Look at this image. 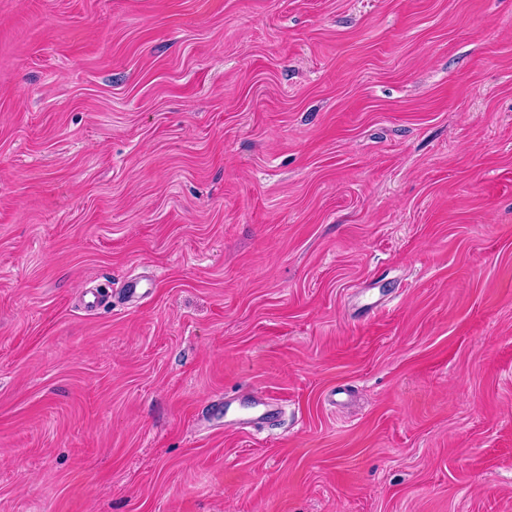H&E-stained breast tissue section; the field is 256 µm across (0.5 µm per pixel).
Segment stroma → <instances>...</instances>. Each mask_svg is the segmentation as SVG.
I'll return each mask as SVG.
<instances>
[{
    "instance_id": "1",
    "label": "stroma",
    "mask_w": 512,
    "mask_h": 512,
    "mask_svg": "<svg viewBox=\"0 0 512 512\" xmlns=\"http://www.w3.org/2000/svg\"><path fill=\"white\" fill-rule=\"evenodd\" d=\"M0 512H512V0H0Z\"/></svg>"
}]
</instances>
